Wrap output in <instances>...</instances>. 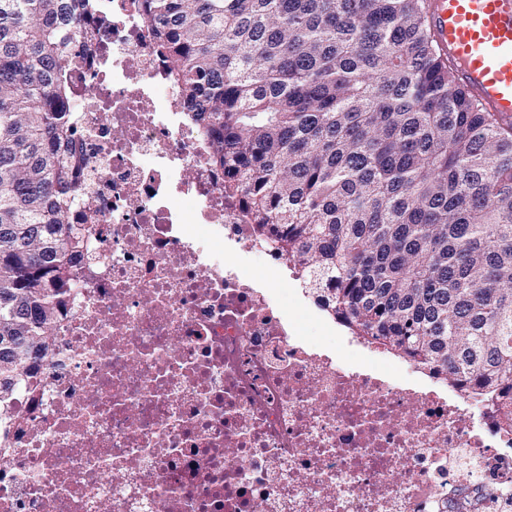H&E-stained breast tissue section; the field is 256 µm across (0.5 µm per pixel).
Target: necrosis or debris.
Segmentation results:
<instances>
[{"instance_id":"necrosis-or-debris-1","label":"necrosis or debris","mask_w":512,"mask_h":512,"mask_svg":"<svg viewBox=\"0 0 512 512\" xmlns=\"http://www.w3.org/2000/svg\"><path fill=\"white\" fill-rule=\"evenodd\" d=\"M72 75L87 253L0 438V512H512L493 408L306 344L182 109L139 0H94ZM192 197L185 213L172 194Z\"/></svg>"}]
</instances>
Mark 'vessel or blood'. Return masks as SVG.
<instances>
[{
    "label": "vessel or blood",
    "mask_w": 512,
    "mask_h": 512,
    "mask_svg": "<svg viewBox=\"0 0 512 512\" xmlns=\"http://www.w3.org/2000/svg\"><path fill=\"white\" fill-rule=\"evenodd\" d=\"M428 15L457 83L512 124V0H428Z\"/></svg>",
    "instance_id": "vessel-or-blood-1"
}]
</instances>
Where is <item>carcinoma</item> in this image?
Segmentation results:
<instances>
[{
  "label": "carcinoma",
  "mask_w": 512,
  "mask_h": 512,
  "mask_svg": "<svg viewBox=\"0 0 512 512\" xmlns=\"http://www.w3.org/2000/svg\"><path fill=\"white\" fill-rule=\"evenodd\" d=\"M93 0H0V405L51 356L88 228L74 95ZM224 193L355 336L512 430V125L425 0H140Z\"/></svg>",
  "instance_id": "obj_1"
}]
</instances>
